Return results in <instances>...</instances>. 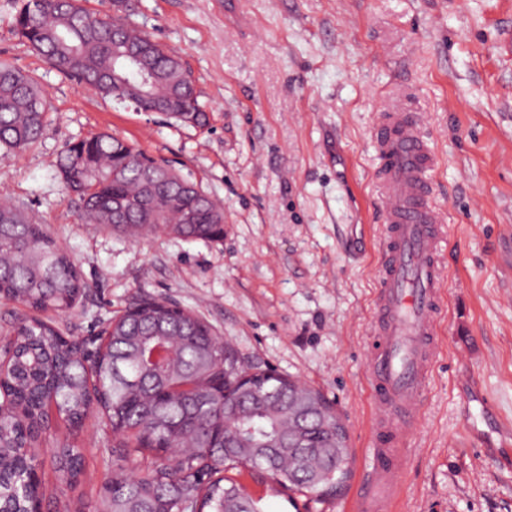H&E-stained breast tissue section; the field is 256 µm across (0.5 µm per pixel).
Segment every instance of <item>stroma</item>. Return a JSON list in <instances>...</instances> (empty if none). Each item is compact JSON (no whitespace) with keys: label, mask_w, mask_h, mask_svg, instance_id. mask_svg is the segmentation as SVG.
<instances>
[{"label":"stroma","mask_w":512,"mask_h":512,"mask_svg":"<svg viewBox=\"0 0 512 512\" xmlns=\"http://www.w3.org/2000/svg\"><path fill=\"white\" fill-rule=\"evenodd\" d=\"M0 58L42 90L38 141L0 150V201L34 216L75 259L84 294L52 319L86 338L137 299L206 319L243 365L318 389L341 413L351 479L336 498L287 496L242 474L263 512H353L372 466L367 363L383 243L375 133L417 113L446 221L438 350L398 465L394 512H512V0H128L132 21L177 56L207 127L101 98L13 33ZM118 136L224 207V238L133 239L85 223L57 173L64 145ZM86 473L59 494L44 447L43 512L93 502L112 435H74Z\"/></svg>","instance_id":"obj_1"}]
</instances>
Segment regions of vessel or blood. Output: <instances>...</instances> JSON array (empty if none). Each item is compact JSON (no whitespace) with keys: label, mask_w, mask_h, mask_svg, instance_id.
<instances>
[{"label":"vessel or blood","mask_w":512,"mask_h":512,"mask_svg":"<svg viewBox=\"0 0 512 512\" xmlns=\"http://www.w3.org/2000/svg\"><path fill=\"white\" fill-rule=\"evenodd\" d=\"M385 222L376 308L377 344L368 364L374 396L372 493L360 512H391L401 437L412 429L436 347L446 238L429 203L435 156L413 112L387 113L377 130Z\"/></svg>","instance_id":"obj_1"}]
</instances>
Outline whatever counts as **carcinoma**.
<instances>
[{
  "mask_svg": "<svg viewBox=\"0 0 512 512\" xmlns=\"http://www.w3.org/2000/svg\"><path fill=\"white\" fill-rule=\"evenodd\" d=\"M13 32L59 72L112 98V74L152 80L150 102L171 112L198 103L177 57L142 27L94 19L80 0H23ZM38 86L0 58V149L39 138ZM59 175L83 217L131 235L163 229L186 240L224 238V208L168 165L106 133L70 143ZM83 294L74 259L23 210L0 204V299L31 315L11 332L0 372V512H31L44 498L37 448L95 418L112 431V471L90 512H262L228 473L263 472L282 489L330 497L349 478L350 448L337 410L316 390L271 369L247 372L193 310L145 298L105 324L104 355L41 317ZM62 489L84 474L83 449L54 451Z\"/></svg>",
  "mask_w": 512,
  "mask_h": 512,
  "instance_id": "obj_1",
  "label": "carcinoma"
}]
</instances>
